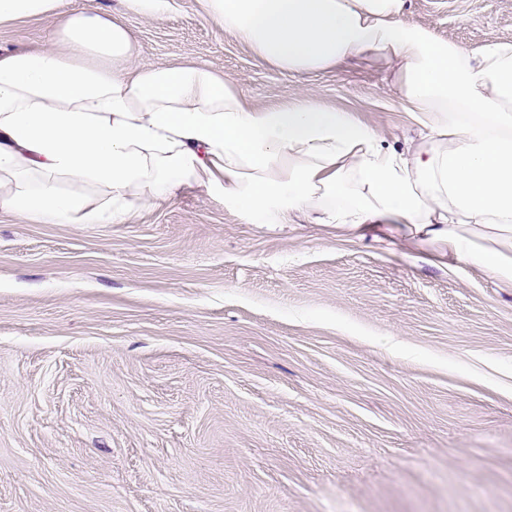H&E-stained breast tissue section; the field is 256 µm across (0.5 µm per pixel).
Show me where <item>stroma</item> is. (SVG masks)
I'll list each match as a JSON object with an SVG mask.
<instances>
[{
	"label": "stroma",
	"instance_id": "35a3bbf8",
	"mask_svg": "<svg viewBox=\"0 0 512 512\" xmlns=\"http://www.w3.org/2000/svg\"><path fill=\"white\" fill-rule=\"evenodd\" d=\"M123 22L255 106L310 90L398 151L418 125L368 60L293 74L197 0ZM480 50L512 0H408ZM53 22L0 28V53ZM0 512H512V282L378 225L248 224L195 186L126 224L0 210Z\"/></svg>",
	"mask_w": 512,
	"mask_h": 512
}]
</instances>
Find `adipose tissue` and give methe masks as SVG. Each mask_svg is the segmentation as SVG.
Here are the masks:
<instances>
[{"label":"adipose tissue","mask_w":512,"mask_h":512,"mask_svg":"<svg viewBox=\"0 0 512 512\" xmlns=\"http://www.w3.org/2000/svg\"><path fill=\"white\" fill-rule=\"evenodd\" d=\"M201 2L285 72L382 62L421 146L384 147L306 93L252 106L206 66L142 63L128 28L99 10L0 0V25L54 22L51 46L0 55V209L124 224L193 185L250 224L393 225L512 281V44L475 53L436 39L404 22L407 0Z\"/></svg>","instance_id":"obj_1"}]
</instances>
